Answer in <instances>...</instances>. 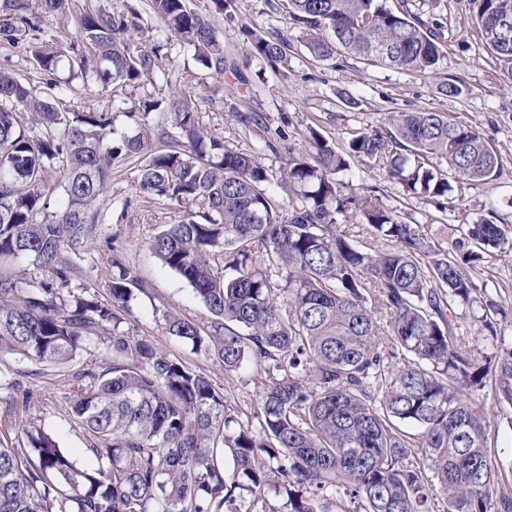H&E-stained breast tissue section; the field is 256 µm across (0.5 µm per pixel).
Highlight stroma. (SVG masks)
Returning a JSON list of instances; mask_svg holds the SVG:
<instances>
[{
    "mask_svg": "<svg viewBox=\"0 0 512 512\" xmlns=\"http://www.w3.org/2000/svg\"><path fill=\"white\" fill-rule=\"evenodd\" d=\"M389 2L440 19L447 49L439 76L390 69L351 55L333 66L313 60L299 44L300 32L282 12L281 0H235V16L230 20L215 10L213 0H187L191 10L210 20L224 49V73L204 70L194 60L192 48L173 38L160 52L151 77L105 88L70 78L68 69L63 68L58 75L64 83L56 96L70 112L108 107L112 114L110 138L119 141L141 128L167 124L161 112L129 118L127 101L181 94L195 104L199 122L209 134L230 148L259 153L272 169L279 168L289 153L307 148L314 131L342 144L352 132L378 124L392 112L450 113L476 128L496 149L501 158L497 179L449 192L447 199L439 202L404 192L384 170L359 160L351 161L346 173L358 190L374 195L383 208L395 210L402 221L415 225L426 241L446 248L459 237L460 225L494 213L506 220L512 218V84L505 82L498 61L484 46L473 23L471 0ZM98 8L136 12V24L127 33L133 49L151 48L164 37L163 25L152 14L149 0H72L70 12L43 19L41 26L47 39L65 48L80 40V16ZM247 27L280 35L291 43L286 69L274 70L253 54L243 33ZM448 76L465 83L463 95L449 98L439 92L440 78ZM236 110L259 113L263 125L242 127L232 117ZM141 163V158L135 157L113 168L99 206L97 238L80 262L81 273L60 295L67 298L87 293L107 299L113 261L131 268L143 289L121 310L120 330L157 340L171 356L206 374L223 392L230 413L241 423L256 425L263 371L252 367L242 373L225 372L217 358L194 353L189 345L164 332L165 317L173 310L206 331L214 317L191 287L164 269L150 250L152 237L177 222L182 209L139 193L136 176ZM463 270L473 278L477 291L472 304L455 308L453 319L473 354L493 366L512 353V251L483 253ZM494 305L501 312L495 317L497 333L492 336L483 330L482 319ZM0 368L22 372V386L30 392L26 418L52 433L78 466H85L86 437L68 406L75 389L61 369L50 367L35 375L30 362L8 353L0 354ZM474 396L485 405L488 446L498 468L499 487L512 494V405L498 400L490 383Z\"/></svg>",
    "mask_w": 512,
    "mask_h": 512,
    "instance_id": "obj_1",
    "label": "stroma"
}]
</instances>
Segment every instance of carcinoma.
Listing matches in <instances>:
<instances>
[{
    "instance_id": "1",
    "label": "carcinoma",
    "mask_w": 512,
    "mask_h": 512,
    "mask_svg": "<svg viewBox=\"0 0 512 512\" xmlns=\"http://www.w3.org/2000/svg\"><path fill=\"white\" fill-rule=\"evenodd\" d=\"M41 15H61L71 0H39ZM388 0H286L303 46L317 61L340 52L390 68L435 74L445 57L442 24ZM473 17L486 48L512 80V0H474ZM165 32L194 47L205 69L224 72V54L209 20L186 0H151ZM88 52L69 60V73L107 88L152 75L161 45L135 51L124 14L84 13ZM252 51L271 67L287 66L284 41L251 33ZM0 43L23 47L47 75L61 50L45 39L30 0H0ZM41 96L0 69V260L34 258L51 274L33 296L20 295L0 270V352L43 365H64L100 331L119 324L139 285L118 268L110 299L57 300L97 237V203L112 167L134 157L139 190L189 207L154 236L153 255L182 277L214 315L213 331L177 312L165 333L195 352L217 357L227 372L246 363L266 373L257 408L259 429L227 414L210 379L148 338L114 333L99 366L68 375L77 387L71 416L94 458L77 466L52 436L31 424L25 439L0 444V512H252L270 491L285 493L288 512H333L343 495L354 512H512L498 492L488 448L485 407L466 398L494 372L496 396L512 404V354L495 368L466 349L448 317L474 301L473 279L448 249L434 246L372 199L338 178L351 158L388 173L413 194L441 199L452 183L496 179L500 158L480 133L445 112H395L361 129L343 151L312 134L309 149L272 172L256 152L229 149L199 124L180 94L130 103L128 114L166 112L176 135L152 149L141 132L114 142L106 108L69 112L52 90ZM34 114L39 134L13 108ZM68 176L52 219L38 190L56 159ZM199 204L202 212L191 210ZM388 242L369 252L339 225L349 214ZM512 244V228L484 219L466 225L455 249ZM224 256V275L210 257ZM374 298L390 315L397 352L385 356ZM413 448L422 460L407 461Z\"/></svg>"
}]
</instances>
